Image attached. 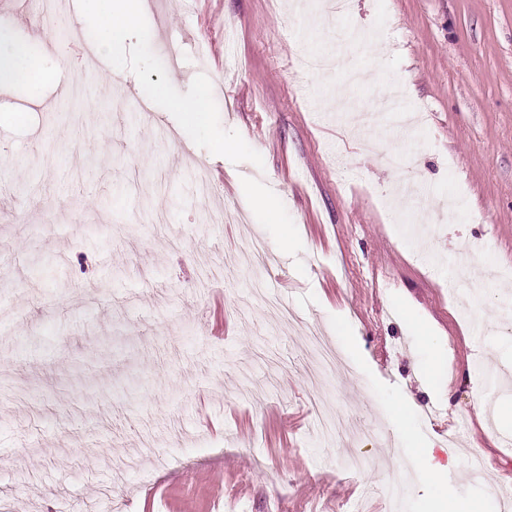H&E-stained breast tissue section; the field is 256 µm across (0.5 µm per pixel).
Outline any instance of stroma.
<instances>
[{
    "label": "stroma",
    "mask_w": 512,
    "mask_h": 512,
    "mask_svg": "<svg viewBox=\"0 0 512 512\" xmlns=\"http://www.w3.org/2000/svg\"><path fill=\"white\" fill-rule=\"evenodd\" d=\"M101 18L0 0L31 62H75L0 87V512H386L392 486L401 512H501L466 460L481 444L512 483V0H144L154 39L94 57L71 36ZM199 87L191 128L169 102ZM254 238L267 262L242 265ZM313 330L342 361L319 389ZM320 398L381 428L364 469Z\"/></svg>",
    "instance_id": "35a3bbf8"
}]
</instances>
